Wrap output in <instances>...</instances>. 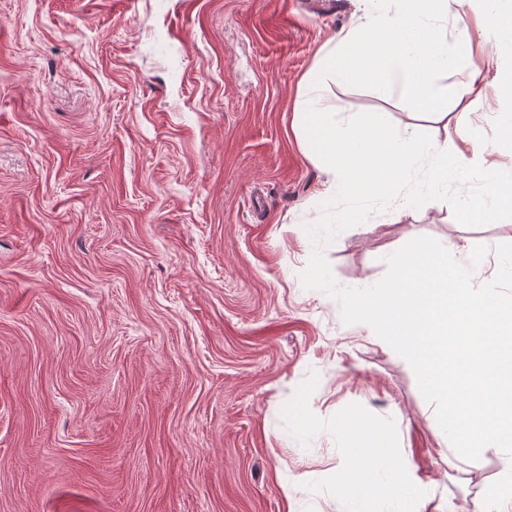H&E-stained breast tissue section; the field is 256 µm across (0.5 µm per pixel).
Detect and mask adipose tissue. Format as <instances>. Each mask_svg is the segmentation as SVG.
<instances>
[{"instance_id":"obj_1","label":"adipose tissue","mask_w":512,"mask_h":512,"mask_svg":"<svg viewBox=\"0 0 512 512\" xmlns=\"http://www.w3.org/2000/svg\"><path fill=\"white\" fill-rule=\"evenodd\" d=\"M480 2L486 31L502 29L512 19V0H401L395 13L370 12L343 38L351 53L328 51L308 79L303 124L309 152L324 167V192L348 201L344 220L365 219L369 206L390 202L401 210L448 187L452 174L470 172L483 161L485 146L472 135L469 113L453 115V147L421 140L412 130L376 126L371 134L353 117H342L326 107L318 87L327 73L339 71L350 79H377L385 92L421 84L414 98L418 110H432L436 98L429 85L433 76L447 74L470 56L473 37L465 22L448 28L453 6ZM423 178L409 194L399 193L398 183L407 175ZM512 211V187L489 197H471L458 204L461 224L486 221L501 209ZM355 441L347 448L349 460L338 481L347 490L345 512H423L432 488L416 473L411 462L395 467H366L365 444L384 436L380 422L353 419L346 426Z\"/></svg>"}]
</instances>
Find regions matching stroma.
Here are the masks:
<instances>
[{
  "label": "stroma",
  "instance_id": "obj_1",
  "mask_svg": "<svg viewBox=\"0 0 512 512\" xmlns=\"http://www.w3.org/2000/svg\"><path fill=\"white\" fill-rule=\"evenodd\" d=\"M358 0H0V512H344V422L389 426L441 503L474 512L498 448L454 455L417 379L300 280L326 175L294 128L320 50ZM476 39L449 82L481 98L416 112L328 78L362 125L453 143L467 112L484 172L403 212L375 203L324 247L337 283L380 280L409 238L512 243V213L458 200L512 172V55ZM310 427L295 430L297 414ZM294 484L284 497L282 482ZM505 207L512 211V179L507 192L491 194L488 198L470 197L456 207L457 223L475 224L486 221L497 210Z\"/></svg>",
  "mask_w": 512,
  "mask_h": 512
}]
</instances>
